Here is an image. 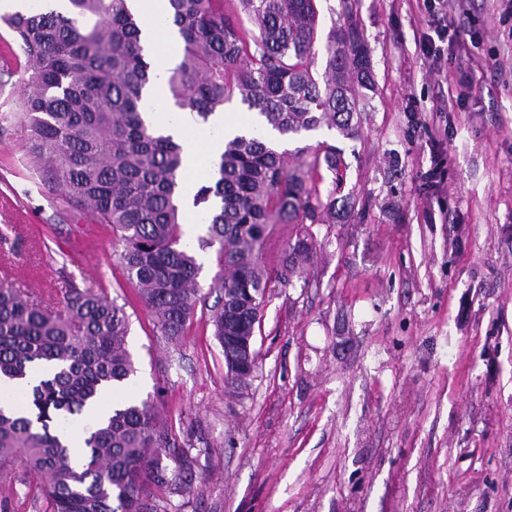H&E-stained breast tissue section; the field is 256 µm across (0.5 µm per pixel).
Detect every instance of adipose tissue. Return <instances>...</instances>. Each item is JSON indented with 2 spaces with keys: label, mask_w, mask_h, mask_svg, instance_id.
I'll list each match as a JSON object with an SVG mask.
<instances>
[{
  "label": "adipose tissue",
  "mask_w": 512,
  "mask_h": 512,
  "mask_svg": "<svg viewBox=\"0 0 512 512\" xmlns=\"http://www.w3.org/2000/svg\"><path fill=\"white\" fill-rule=\"evenodd\" d=\"M131 7L146 20L145 46L153 65L154 78L148 91L151 109L146 112V121L179 139L186 159V175L181 186V197L185 209V240L195 237L196 216L192 199L201 177L209 175L214 160L224 146L226 136L238 133L251 125L250 116L235 112H218L203 132H196L195 123L189 113L173 111L169 104L167 76L177 60L174 52L176 37L163 22L164 0H129Z\"/></svg>",
  "instance_id": "obj_1"
}]
</instances>
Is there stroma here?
<instances>
[{
  "label": "stroma",
  "instance_id": "stroma-1",
  "mask_svg": "<svg viewBox=\"0 0 512 512\" xmlns=\"http://www.w3.org/2000/svg\"><path fill=\"white\" fill-rule=\"evenodd\" d=\"M503 0H469L437 23L424 0H355L376 90L358 135L290 137L335 146L351 199L311 228L289 274L294 224L268 228L272 278L255 332L256 367L230 385L208 319L213 251L198 307L171 345L123 276L122 244L86 215H63L27 159L24 57L0 0V277L43 297L102 286L132 316L137 373L125 393L152 403L195 463L190 492L165 512H512V20ZM470 38L453 35L457 27ZM36 478L0 483L8 512H44Z\"/></svg>",
  "mask_w": 512,
  "mask_h": 512
}]
</instances>
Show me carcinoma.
Wrapping results in <instances>:
<instances>
[{
    "label": "carcinoma",
    "mask_w": 512,
    "mask_h": 512,
    "mask_svg": "<svg viewBox=\"0 0 512 512\" xmlns=\"http://www.w3.org/2000/svg\"><path fill=\"white\" fill-rule=\"evenodd\" d=\"M68 4L65 14L32 9L7 20L25 55L19 121L43 186L59 193L66 213L87 214L119 235L123 274L156 328L176 342L201 301L203 264L183 242L182 147L142 116L152 79L141 46L144 18L127 0ZM166 14L179 34V63L168 77L179 109L205 123L236 98L283 136L321 126L355 133L374 73L348 7L344 25L326 34L316 0H166ZM297 153L307 158L290 168L258 137L227 139L194 197V205H206L198 250H215L220 268L210 319L233 384L255 366L243 342L254 335L255 306L269 288L259 259L268 226L336 223L335 205L313 184L323 166L341 179L336 149ZM129 332L126 304L102 287L72 283L44 300L0 280V378L23 380L40 365L54 367L29 393L4 396L12 410L0 408V476L35 473L45 512H161L157 492L193 485V461L171 446L147 400L116 404L84 434L78 462L56 434L63 420L93 409L105 390L134 375Z\"/></svg>",
    "instance_id": "obj_1"
}]
</instances>
